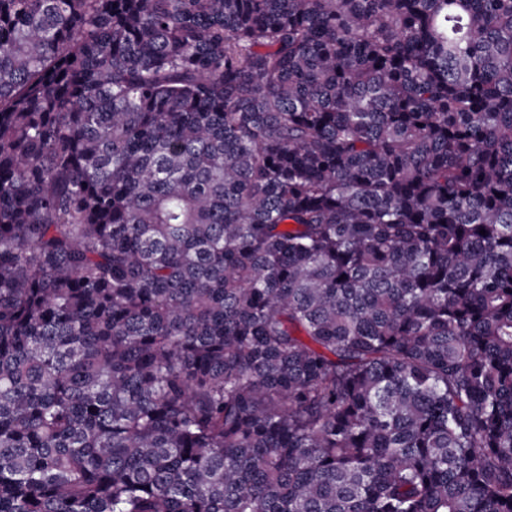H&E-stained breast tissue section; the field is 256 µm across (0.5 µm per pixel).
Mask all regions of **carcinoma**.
Returning <instances> with one entry per match:
<instances>
[{"label":"carcinoma","instance_id":"carcinoma-1","mask_svg":"<svg viewBox=\"0 0 512 512\" xmlns=\"http://www.w3.org/2000/svg\"><path fill=\"white\" fill-rule=\"evenodd\" d=\"M0 512H512V0H0Z\"/></svg>","mask_w":512,"mask_h":512}]
</instances>
